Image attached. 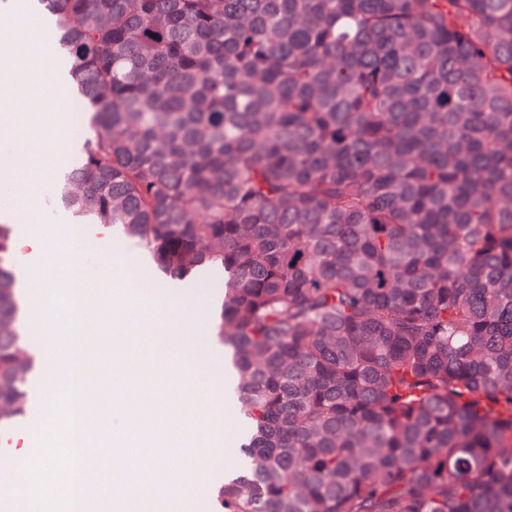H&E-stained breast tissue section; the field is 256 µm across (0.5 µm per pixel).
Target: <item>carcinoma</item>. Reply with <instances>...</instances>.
I'll return each instance as SVG.
<instances>
[{
	"label": "carcinoma",
	"instance_id": "cac0c4a2",
	"mask_svg": "<svg viewBox=\"0 0 512 512\" xmlns=\"http://www.w3.org/2000/svg\"><path fill=\"white\" fill-rule=\"evenodd\" d=\"M88 132L62 204L224 269L217 512H512V0H34ZM0 224V428L24 416Z\"/></svg>",
	"mask_w": 512,
	"mask_h": 512
}]
</instances>
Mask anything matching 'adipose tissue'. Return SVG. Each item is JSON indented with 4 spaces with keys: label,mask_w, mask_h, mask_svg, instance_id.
Wrapping results in <instances>:
<instances>
[{
    "label": "adipose tissue",
    "mask_w": 512,
    "mask_h": 512,
    "mask_svg": "<svg viewBox=\"0 0 512 512\" xmlns=\"http://www.w3.org/2000/svg\"><path fill=\"white\" fill-rule=\"evenodd\" d=\"M70 68L52 45H35L23 56L0 53V167L25 175L35 189L43 176L61 171L82 149L65 132ZM50 100L58 105L54 132L31 127L18 133L23 114L41 110Z\"/></svg>",
    "instance_id": "adipose-tissue-1"
}]
</instances>
